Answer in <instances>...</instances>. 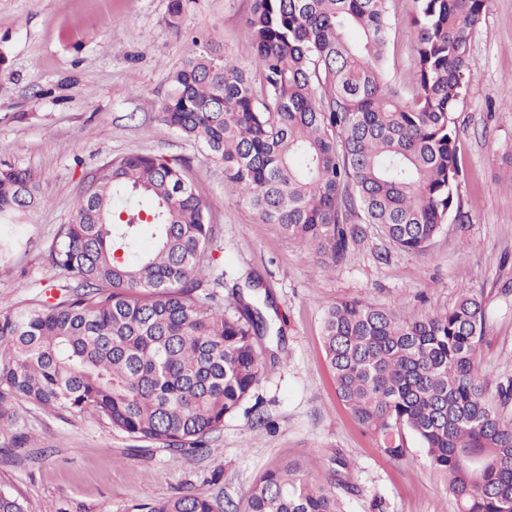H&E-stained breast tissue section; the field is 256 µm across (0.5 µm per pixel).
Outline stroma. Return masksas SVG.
Wrapping results in <instances>:
<instances>
[{"label":"stroma","mask_w":512,"mask_h":512,"mask_svg":"<svg viewBox=\"0 0 512 512\" xmlns=\"http://www.w3.org/2000/svg\"><path fill=\"white\" fill-rule=\"evenodd\" d=\"M253 0H188L178 27L169 0H0V161L30 168L46 203L10 227L17 248L0 265V311L50 290L62 275L51 249L71 223L83 179L132 153L188 164L216 226L213 255L239 279L254 278L269 329L260 338L258 406L226 417L206 448L181 453L113 431L95 416L24 402L31 437L14 448L0 433V489L28 512H135L191 492L243 512L251 483L284 461L341 449L358 493L352 512H458L416 442L405 458L381 455L338 400L322 342L324 310L362 298L423 316L481 293L487 315L479 369L488 386L512 377V0H488L471 41L477 73L458 104L461 217L421 252L394 248L368 229L344 261L324 270L309 244L259 223L224 186V168L159 118L171 71L193 38L216 37L248 65ZM384 79L415 88L414 0H388Z\"/></svg>","instance_id":"1"}]
</instances>
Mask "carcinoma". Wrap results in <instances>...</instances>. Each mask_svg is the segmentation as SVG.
I'll list each match as a JSON object with an SVG mask.
<instances>
[{"label":"carcinoma","instance_id":"cac0c4a2","mask_svg":"<svg viewBox=\"0 0 512 512\" xmlns=\"http://www.w3.org/2000/svg\"><path fill=\"white\" fill-rule=\"evenodd\" d=\"M416 88L383 78L386 0H253L248 55L259 78L194 38L170 77L161 121L224 165V183L262 224L314 246L335 267L376 226L404 251L443 230L463 170L456 112L477 71L470 43L487 0H415ZM44 203L31 170L0 162V225ZM216 228L189 168L162 155L103 164L61 227L54 299L38 293L0 312V432L23 447L18 404L91 413L114 431L196 451L253 397L267 331L231 288ZM483 298L411 317L360 299L323 316L336 395L384 455L407 438L444 477L458 512H512V378L490 395L478 371ZM349 464L328 448L249 487L244 512H348ZM143 512H222L183 493ZM0 512H27L0 489Z\"/></svg>","mask_w":512,"mask_h":512}]
</instances>
